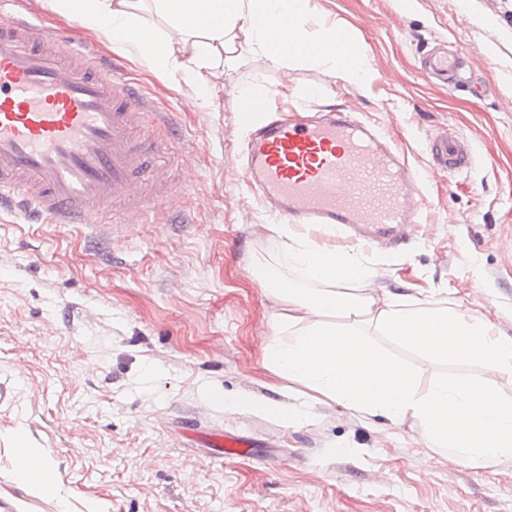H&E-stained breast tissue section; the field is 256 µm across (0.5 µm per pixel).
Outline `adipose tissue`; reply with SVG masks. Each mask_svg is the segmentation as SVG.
I'll use <instances>...</instances> for the list:
<instances>
[{
    "mask_svg": "<svg viewBox=\"0 0 512 512\" xmlns=\"http://www.w3.org/2000/svg\"><path fill=\"white\" fill-rule=\"evenodd\" d=\"M51 14L105 32L113 50L137 46L147 65L179 73L201 104L242 52L273 68L314 64L360 87L373 74L363 51L346 56L317 49L321 31L309 30L310 0H41ZM284 258L320 283L317 291L277 287L275 271L265 286L285 311V328L265 347L272 371L312 392L314 401L338 403L367 419L391 423L414 418L434 448L457 465L493 463L512 456V395L487 379L437 378L420 391L413 371L375 346L367 324L433 360L476 363L512 373V342L495 337L493 323L441 303L395 298L383 303L367 294L372 268L355 255L315 246L305 237L286 247ZM15 478L31 491L54 490L53 471L17 436Z\"/></svg>",
    "mask_w": 512,
    "mask_h": 512,
    "instance_id": "ef3b65f1",
    "label": "adipose tissue"
}]
</instances>
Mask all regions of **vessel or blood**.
I'll return each mask as SVG.
<instances>
[{
  "mask_svg": "<svg viewBox=\"0 0 512 512\" xmlns=\"http://www.w3.org/2000/svg\"><path fill=\"white\" fill-rule=\"evenodd\" d=\"M13 18L0 24V206L18 202L32 222L120 224L122 214L172 206L166 143L140 126L153 123L177 137L158 111L88 41L41 33L24 14V0H0ZM428 74L463 79L460 57L430 54ZM270 103L262 88L241 99L239 120L254 126L246 144L245 177L270 212L333 236L354 230L371 240L392 237L413 223L421 172L380 131L348 112L313 118L294 112L259 121ZM434 165L448 173L470 169L473 147L444 132L429 142Z\"/></svg>",
  "mask_w": 512,
  "mask_h": 512,
  "instance_id": "obj_1",
  "label": "vessel or blood"
}]
</instances>
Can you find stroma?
<instances>
[{
  "label": "stroma",
  "mask_w": 512,
  "mask_h": 512,
  "mask_svg": "<svg viewBox=\"0 0 512 512\" xmlns=\"http://www.w3.org/2000/svg\"><path fill=\"white\" fill-rule=\"evenodd\" d=\"M312 16L347 31L374 73L370 87L325 68L271 69L259 56L225 69L210 106H193L179 77L160 76L135 50L27 8L44 30L82 35L161 109L175 113L182 148L171 157L184 211L135 217L114 240L82 224H27L0 214V499L17 512H512V458L449 466L414 419L394 425L341 405L306 407L294 425L225 410L215 392L270 396L283 381L264 348L281 308L255 274L276 265L294 287L316 283L282 259L276 219L238 165L241 87L267 85L278 104L375 122L427 171L426 223L393 248L357 255L375 271L370 294L448 300L488 316L512 341V17L502 0H311ZM464 57L477 87L427 78L421 62L440 42ZM318 87L310 99V87ZM449 129L471 139L468 171H429L426 142ZM372 341L415 373L420 390L441 375L471 380L486 368L436 362L375 333ZM250 442L216 458L208 433ZM46 451L56 491L37 495L14 475L15 435Z\"/></svg>",
  "instance_id": "35a3bbf8"
}]
</instances>
